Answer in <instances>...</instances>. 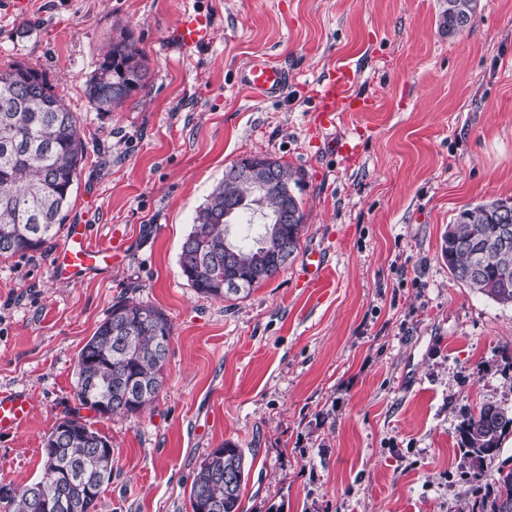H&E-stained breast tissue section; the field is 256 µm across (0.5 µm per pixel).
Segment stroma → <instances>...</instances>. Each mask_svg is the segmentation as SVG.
<instances>
[{"mask_svg":"<svg viewBox=\"0 0 512 512\" xmlns=\"http://www.w3.org/2000/svg\"><path fill=\"white\" fill-rule=\"evenodd\" d=\"M0 0V68L46 72L87 146L67 207L93 242L125 241L110 268L52 279L51 254L0 257V392L31 400L0 436V486L41 476L44 440L77 410L78 353L133 297L173 327L158 399L139 416L82 415L112 445L95 512H192L193 470L244 448L243 512H466L512 443L472 468L459 427L512 408V306L453 280L442 237L464 207L512 198V0H478L467 28L444 0ZM209 14L210 43L183 55L180 9ZM130 38L149 75L117 110L84 85ZM287 67L277 99H251L237 69ZM356 65L367 112L315 121L317 83ZM351 141L347 159L329 142ZM268 156L301 170L294 260L245 298L182 276L178 253L225 169ZM313 249L321 277L301 276Z\"/></svg>","mask_w":512,"mask_h":512,"instance_id":"stroma-1","label":"stroma"}]
</instances>
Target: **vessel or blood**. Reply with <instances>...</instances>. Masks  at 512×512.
<instances>
[{
	"label": "vessel or blood",
	"instance_id": "vessel-or-blood-1",
	"mask_svg": "<svg viewBox=\"0 0 512 512\" xmlns=\"http://www.w3.org/2000/svg\"><path fill=\"white\" fill-rule=\"evenodd\" d=\"M175 36L183 49L200 47L211 39V21L199 11L181 10ZM355 79L356 71L351 63L341 62L334 65L320 81L316 93V118L320 127L327 129L335 126L340 113L370 109L369 99L354 95ZM288 80L287 68L261 55L253 56L238 73L239 85L260 101L283 94ZM120 248L117 242L105 245L92 243L86 225H67L64 244L52 258L51 275L60 281L77 279L102 268ZM29 415L30 398L26 393H0V435L16 433L27 423Z\"/></svg>",
	"mask_w": 512,
	"mask_h": 512
}]
</instances>
